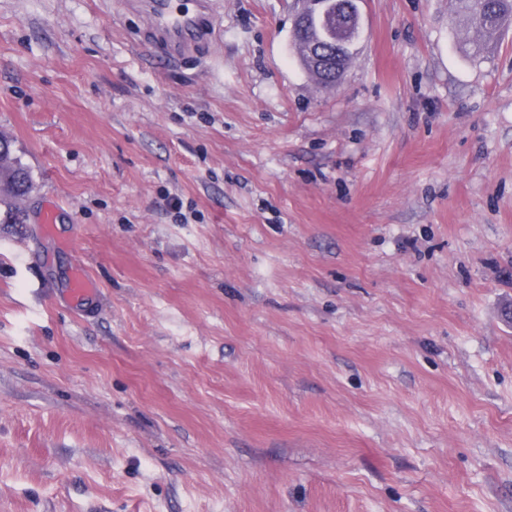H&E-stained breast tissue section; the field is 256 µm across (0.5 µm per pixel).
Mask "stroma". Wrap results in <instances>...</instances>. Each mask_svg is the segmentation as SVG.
I'll return each mask as SVG.
<instances>
[{
  "label": "stroma",
  "mask_w": 512,
  "mask_h": 512,
  "mask_svg": "<svg viewBox=\"0 0 512 512\" xmlns=\"http://www.w3.org/2000/svg\"><path fill=\"white\" fill-rule=\"evenodd\" d=\"M359 6L327 92L294 0H0V512H512V27ZM172 0H129L128 6L146 15L144 37L167 44L175 54L194 50L215 36L210 0L197 1L194 12L173 7ZM308 9L310 13L308 14L306 20L299 25L296 23L295 29L293 28V45L298 50L305 68L315 76L317 83L323 89L330 86V83H335L334 86L336 87V79L340 74L336 76V71L334 68H326L312 62L310 56H307L306 60L305 56L302 54V50L300 49L301 43L306 44L313 41L317 42L323 37L324 34L323 26L315 21L314 6L311 5L308 7ZM0 185H4L12 198L18 195L21 186H25L29 192L32 188V178L29 170L11 151L0 156Z\"/></svg>",
  "instance_id": "stroma-1"
}]
</instances>
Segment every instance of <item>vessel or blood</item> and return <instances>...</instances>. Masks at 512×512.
<instances>
[{
	"instance_id": "obj_1",
	"label": "vessel or blood",
	"mask_w": 512,
	"mask_h": 512,
	"mask_svg": "<svg viewBox=\"0 0 512 512\" xmlns=\"http://www.w3.org/2000/svg\"><path fill=\"white\" fill-rule=\"evenodd\" d=\"M128 5L145 14V37L167 44L173 53L193 50L215 36L212 0H198L191 13L175 8L173 0H128Z\"/></svg>"
}]
</instances>
